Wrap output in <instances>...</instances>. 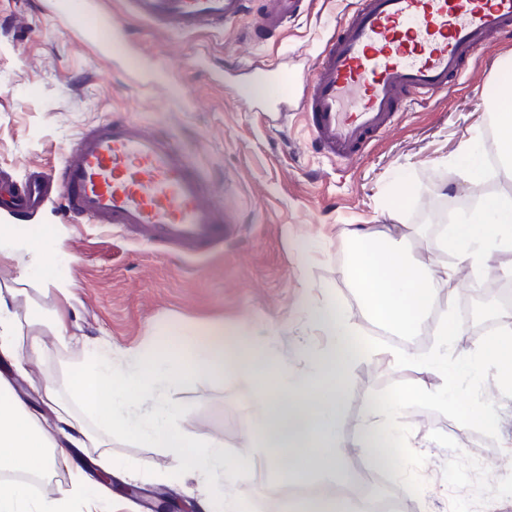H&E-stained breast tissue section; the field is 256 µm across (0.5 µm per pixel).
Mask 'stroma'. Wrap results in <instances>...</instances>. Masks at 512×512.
<instances>
[{
  "label": "stroma",
  "mask_w": 512,
  "mask_h": 512,
  "mask_svg": "<svg viewBox=\"0 0 512 512\" xmlns=\"http://www.w3.org/2000/svg\"><path fill=\"white\" fill-rule=\"evenodd\" d=\"M350 3L311 0L284 31L260 39L251 31L266 0H255L235 23L188 34L135 20L126 0H105V10L128 29L132 52L156 73L142 89L126 60L101 59L79 42L50 0H0V176L61 165L78 133L108 119H128L177 146L236 226L223 246L183 260L136 242L121 228L66 221L54 201L19 222L22 237L34 224L57 232L54 276L72 292L69 333L76 338L61 346L41 326L44 353L28 363L26 374L0 361V377L16 383L23 398L39 405L35 388L47 383L65 393L88 361L84 339L131 353L184 326L205 331L223 324L228 358L257 351L268 328H275L280 356L302 372L327 342L310 311L332 303L349 316L363 351L336 434L350 443L371 402L389 400L423 379L439 382L413 366L393 364L392 353L437 351L435 327L448 316L462 326L448 356L482 344L475 322L466 319L475 303L463 285L440 289L429 319L417 334L404 336L370 320L345 267L351 226L404 224L413 252L457 268V255L439 244L437 209L471 195L457 174L459 147L469 132L477 148L489 149L485 132L494 122V100L503 84H512V39L487 44L455 92L405 109L394 131L345 166L312 147L300 116L280 130L261 102L240 92L251 81L252 64L262 61L275 62L289 82H300ZM403 187L410 194L394 207ZM166 398L183 431L221 439L229 455L242 453L244 421L256 406L251 381L204 374L169 389ZM495 403L499 420L491 430L467 425L452 410L412 403L395 423L406 445L392 460L361 453L337 466L345 475L357 469L375 475L418 512H512V395H497ZM112 453L149 464L153 478L123 472L101 486V455L79 448L75 459L88 493L128 500L129 512L149 510L143 500L127 498L128 484L147 493L165 488L194 505L203 495L195 480L170 478L171 456L126 433L113 432ZM235 486L253 506L269 498L276 512H297L300 505L292 495L300 481L273 472L258 455Z\"/></svg>",
  "instance_id": "1"
}]
</instances>
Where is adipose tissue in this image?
Masks as SVG:
<instances>
[{
    "mask_svg": "<svg viewBox=\"0 0 512 512\" xmlns=\"http://www.w3.org/2000/svg\"><path fill=\"white\" fill-rule=\"evenodd\" d=\"M462 175L477 190L478 199L446 226L441 244L473 270L500 252L512 251V194L482 191L483 162L478 156L469 157ZM352 238L355 247L345 273L359 289L371 320L406 335L415 333L438 298L444 272L410 256L392 229L358 228ZM58 247L48 225L36 227L24 240L25 267L38 270L47 288L58 287L53 275ZM58 289L63 299H70V289ZM24 294V289L0 285V359L20 371L43 351L40 337L22 333L23 326L41 320L32 312L19 316L17 303ZM310 320L328 343L305 372L295 371L269 345L262 347L257 361L225 363L220 327L206 343L194 330L181 329L176 342L162 351L149 343L120 356L111 345H94L86 366L68 383V400H61L53 389L44 390L45 402L55 414L51 423L17 395L8 380L0 379V471L45 478L63 468L70 474L69 488L55 496L35 495L24 484L1 480L0 512H111L108 499L85 497L84 474L72 451L111 447L116 430L171 455L179 471L219 473L232 481L244 461H227L221 440L184 433L153 413L163 406L166 388L191 382L203 371L217 376L228 371L255 381L260 411L257 418L246 420L244 439L268 449L269 467L298 478L312 474L325 480L335 479L339 456L368 447L370 439L384 434L386 424L411 402L457 408L467 424L495 428L497 414L491 401L460 402L453 385L458 376L479 379L488 373L495 390L512 392V328L452 361L436 353H399L396 361L438 376L439 385L422 382L389 403L372 405L356 442L337 446L336 414L360 353L351 346L345 313L326 304L312 311Z\"/></svg>",
    "mask_w": 512,
    "mask_h": 512,
    "instance_id": "obj_1",
    "label": "adipose tissue"
}]
</instances>
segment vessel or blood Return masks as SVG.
Segmentation results:
<instances>
[{
    "label": "vessel or blood",
    "instance_id": "vessel-or-blood-1",
    "mask_svg": "<svg viewBox=\"0 0 512 512\" xmlns=\"http://www.w3.org/2000/svg\"><path fill=\"white\" fill-rule=\"evenodd\" d=\"M76 37L102 57L128 55L126 27L106 17L99 0H55ZM134 17L177 33L234 22L249 0H130ZM306 0H272L262 32L282 31ZM512 32V0H352L301 86L254 69L268 104L295 96L313 146L345 164L358 159L398 124L402 107L453 92L467 57ZM71 161L30 169L22 186L0 182L15 212L39 210L58 194L85 224H112L138 242L205 255L223 244L230 224L209 199L180 151L135 122L112 119L81 132Z\"/></svg>",
    "mask_w": 512,
    "mask_h": 512
}]
</instances>
